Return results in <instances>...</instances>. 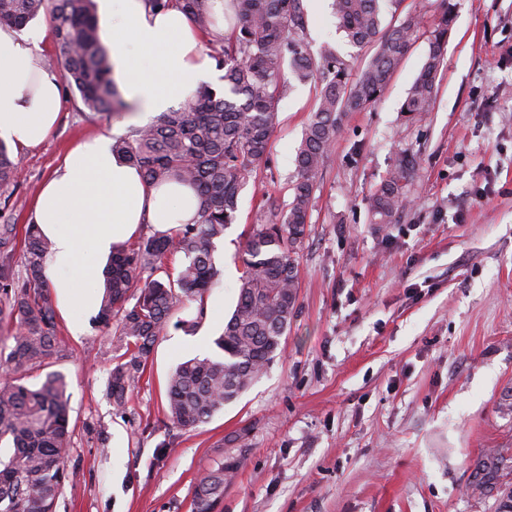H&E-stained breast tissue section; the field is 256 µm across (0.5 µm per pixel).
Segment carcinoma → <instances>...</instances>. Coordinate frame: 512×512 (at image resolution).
<instances>
[{
  "instance_id": "cac0c4a2",
  "label": "carcinoma",
  "mask_w": 512,
  "mask_h": 512,
  "mask_svg": "<svg viewBox=\"0 0 512 512\" xmlns=\"http://www.w3.org/2000/svg\"><path fill=\"white\" fill-rule=\"evenodd\" d=\"M402 0H333L349 43L371 55L358 75L331 47L313 56L306 42L303 0H231L236 27L224 34L214 59L224 71L223 91L208 85L155 121L112 139V151L138 167L151 182L192 185L201 220L165 233L153 230L112 252L95 324L110 332L115 365L108 394L125 412L149 357L173 313L197 303L192 320L176 325L191 332L206 318L205 296L217 270L214 240L234 223L240 192L269 152L279 101L292 84L279 81L284 65L292 80L311 82L317 107L297 149L288 211L257 224L242 255L238 301L216 355L180 363L167 381L166 414L172 425L196 429L245 392L273 359L296 314L300 254L309 236L307 218L314 179L342 129L343 115L369 108L384 93L421 28L407 13L399 24L384 25L385 14ZM156 10L177 8L201 31L213 26L207 0H147ZM44 16L58 54L45 66L56 69L70 92L90 112L127 108L112 79V60L101 36L94 0H0V27L22 30ZM453 20L451 0H440L429 50L401 107L408 119L431 110L437 75ZM20 161L0 143V188L17 187ZM414 158L402 154L368 198L376 224H391L409 206ZM16 224H0V325L14 328L0 362L8 376L0 382V512H57L65 484L77 473L66 469L74 448L70 394L64 374L49 371L36 383L33 373L66 352L58 313L44 275L50 248L37 225L25 227L18 246ZM22 269H16L17 248ZM234 469L224 462L206 470L194 489L195 512H216L224 479Z\"/></svg>"
}]
</instances>
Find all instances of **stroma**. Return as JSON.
Wrapping results in <instances>:
<instances>
[{"mask_svg": "<svg viewBox=\"0 0 512 512\" xmlns=\"http://www.w3.org/2000/svg\"><path fill=\"white\" fill-rule=\"evenodd\" d=\"M452 2L435 103L412 122L401 106L440 0H403L421 31L382 97L343 117L315 178L284 352L237 400L198 429L170 424L168 377L198 352L170 327L116 414L108 333L90 312L75 315L82 334L62 326L53 368L69 384L78 479L58 512H194L196 480L219 460L234 467L220 512H512V0ZM304 5L312 53L358 57L330 0ZM62 97L56 129L18 154L20 207L0 189V223H32L42 183L75 145L112 133V118ZM316 102L309 84L280 101L270 151L215 242L204 354L237 303L246 238L288 209ZM404 152L418 159L413 204L371 223L366 197ZM242 429L245 446L228 444Z\"/></svg>", "mask_w": 512, "mask_h": 512, "instance_id": "stroma-1", "label": "stroma"}]
</instances>
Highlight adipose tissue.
Returning a JSON list of instances; mask_svg holds the SVG:
<instances>
[{
	"mask_svg": "<svg viewBox=\"0 0 512 512\" xmlns=\"http://www.w3.org/2000/svg\"><path fill=\"white\" fill-rule=\"evenodd\" d=\"M99 21L122 96L135 119L154 116L213 82L203 33L178 9L156 11L146 0H99ZM62 105L59 77L40 67L34 44L0 28V141L20 151L40 144ZM199 218L195 190L153 184L112 152L100 135L78 144L46 181L34 222L53 247L44 259L59 312L98 309L105 260L115 245L136 239L145 226L165 231Z\"/></svg>",
	"mask_w": 512,
	"mask_h": 512,
	"instance_id": "adipose-tissue-1",
	"label": "adipose tissue"
}]
</instances>
